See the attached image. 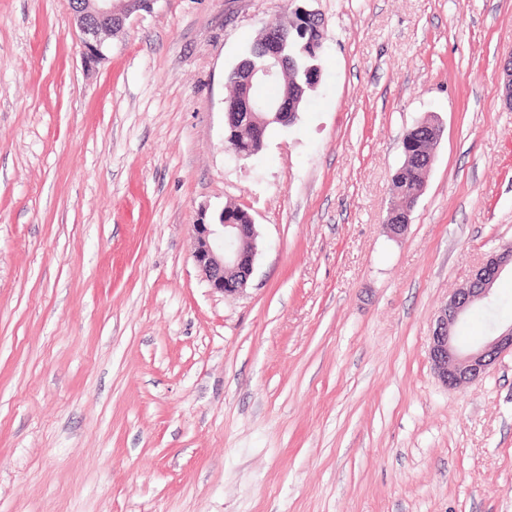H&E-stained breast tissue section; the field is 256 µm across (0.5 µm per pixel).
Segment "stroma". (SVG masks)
Returning a JSON list of instances; mask_svg holds the SVG:
<instances>
[{
    "label": "stroma",
    "instance_id": "35a3bbf8",
    "mask_svg": "<svg viewBox=\"0 0 512 512\" xmlns=\"http://www.w3.org/2000/svg\"><path fill=\"white\" fill-rule=\"evenodd\" d=\"M301 5L319 82L236 156L226 74ZM108 45L86 61L68 0H0V512H512V353L455 390L429 358L512 245V0H156ZM227 205L258 232L237 296L192 258ZM496 288L463 345L512 321ZM441 128L435 125L433 119L424 118L416 121L410 128L403 141L404 159L397 169L393 179V196L389 213L393 214L396 223L386 224L394 234L405 230L410 219V213L421 197L424 186L423 174L429 167L428 159L437 140L434 130ZM433 162V156L431 157Z\"/></svg>",
    "mask_w": 512,
    "mask_h": 512
}]
</instances>
